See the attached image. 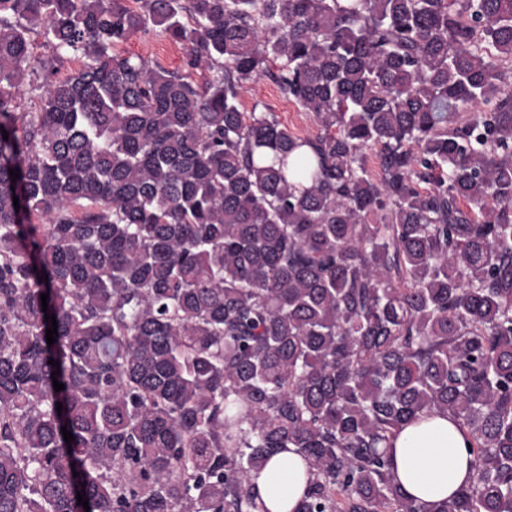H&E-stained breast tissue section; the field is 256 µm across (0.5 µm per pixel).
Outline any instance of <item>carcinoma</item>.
Masks as SVG:
<instances>
[{
    "instance_id": "1",
    "label": "carcinoma",
    "mask_w": 512,
    "mask_h": 512,
    "mask_svg": "<svg viewBox=\"0 0 512 512\" xmlns=\"http://www.w3.org/2000/svg\"><path fill=\"white\" fill-rule=\"evenodd\" d=\"M2 130L0 512H268L287 448L294 512H512V0H0ZM434 412L475 477L425 506ZM125 53L139 55L167 69H177L182 58L180 47L152 35L138 36L123 46ZM240 103L244 112L252 111L257 105V111L274 113L281 123L297 134H310L316 130L313 117L285 99L277 87L265 78L249 84ZM471 436L448 414L415 419L395 432L386 452L401 491L421 504H434L474 481ZM309 480L308 465L294 449L288 448L273 456L252 483L270 512H293Z\"/></svg>"
}]
</instances>
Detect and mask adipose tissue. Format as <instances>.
Here are the masks:
<instances>
[{
	"instance_id": "obj_1",
	"label": "adipose tissue",
	"mask_w": 512,
	"mask_h": 512,
	"mask_svg": "<svg viewBox=\"0 0 512 512\" xmlns=\"http://www.w3.org/2000/svg\"><path fill=\"white\" fill-rule=\"evenodd\" d=\"M467 428L445 414L415 419L395 432L386 452L401 491L421 504H434L474 481ZM310 480L306 462L294 451L273 456L253 480L268 512H294Z\"/></svg>"
}]
</instances>
